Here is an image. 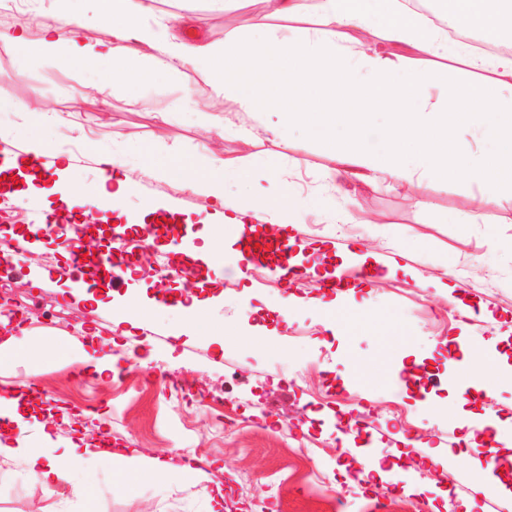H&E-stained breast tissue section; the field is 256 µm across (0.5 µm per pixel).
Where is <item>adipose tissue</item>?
<instances>
[{"label":"adipose tissue","mask_w":512,"mask_h":512,"mask_svg":"<svg viewBox=\"0 0 512 512\" xmlns=\"http://www.w3.org/2000/svg\"><path fill=\"white\" fill-rule=\"evenodd\" d=\"M52 25L37 45L45 58L61 57L107 71L122 83L125 66L142 67L149 79L206 85L212 96L264 123L289 145L302 132L351 168L370 186L403 182L423 191L451 178L475 183L485 205L512 199V53L459 55L460 70L438 80L420 59L448 58V34L405 0H260L262 15L223 44H189L171 33L169 21L193 25L192 8L167 16L157 0H61ZM456 16L497 35L512 25V0H447ZM318 25L305 27L308 12ZM94 17L104 39L78 34ZM466 126L482 140L479 149L457 141ZM210 198L213 224H240L256 215L266 189L253 203L224 195L218 180L198 183ZM28 403L0 394V460L11 462L43 487L69 483L74 496L89 499L93 486L73 467L89 459L134 468L137 449L70 444L63 452L26 442Z\"/></svg>","instance_id":"adipose-tissue-1"}]
</instances>
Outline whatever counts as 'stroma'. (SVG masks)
<instances>
[{
	"instance_id": "1",
	"label": "stroma",
	"mask_w": 512,
	"mask_h": 512,
	"mask_svg": "<svg viewBox=\"0 0 512 512\" xmlns=\"http://www.w3.org/2000/svg\"><path fill=\"white\" fill-rule=\"evenodd\" d=\"M259 11L256 4L224 12L209 0L197 3L198 24L213 42L251 24ZM20 56L18 47L0 42V103L23 101L54 119L37 127L0 112V150L41 139L68 165L79 200L87 201L100 181L91 150L108 136L136 188L121 213L92 220V230L122 215L157 226L156 244L139 256L132 279L110 291L112 304L131 297L148 304L145 320L120 321L110 306L97 307L80 289L65 287L59 269L68 263L67 248L54 237L21 256L19 274L0 280V303L34 300L23 333L0 353V388L36 386L53 406L48 433L35 425L27 430L32 446L104 433L115 447L136 448L148 458L193 460L204 472L222 474L224 512H415L421 499L437 512H461L466 499L476 500L479 512H512V251L504 247L512 239L511 203L486 209L485 223L475 224L464 197L481 191L461 181L435 183L425 194L380 182L350 196L329 178L335 157L306 136H294L285 149L258 128L254 141L245 142L238 130L249 119L229 103L216 105L218 125H199L206 89L157 85L133 70L128 87L147 103L132 108L126 87H108L106 99L96 98L94 85L106 81L98 68L35 55L24 63ZM212 148L234 160V168L212 167ZM146 154L167 166L165 178L145 179ZM205 178L223 179L231 198L274 180L260 214L267 223L301 202L292 220L301 229L297 250L308 274L275 278L267 258L242 270L231 239L207 249L219 230L205 224L210 201L195 189ZM53 186L33 163L23 176L0 181V244L24 232L31 206L56 209ZM156 198L176 203L182 219L147 213ZM186 235L204 248L206 265L190 269L185 280H159L155 269L168 261L171 243ZM351 251L386 259L389 269L342 302L346 308L364 302L367 317L350 315L337 325L315 300L323 293L322 275ZM470 277L483 281L472 297L460 289ZM445 280L455 283L452 294L439 290ZM187 282L200 302L189 331L181 312L163 300L167 290ZM286 297L294 305L283 318L277 307ZM461 303L476 308V316L460 317ZM90 337L112 344L118 359L141 345L150 363L125 371L119 382L102 381L84 363L81 346ZM471 348L485 369L473 372V392L463 398L454 387L459 363L448 354ZM161 371L179 373L198 395L227 380L234 386L224 405L188 404L157 382ZM345 405L368 409L371 452L382 462L408 452L420 497L402 495L391 503L380 488L346 482L342 466L351 456L338 450L336 423ZM224 414L238 418L234 431L220 429ZM489 416L498 425L505 489L485 500L476 475L484 465L481 422ZM413 436L421 445L411 449ZM87 470L96 493L82 501L68 483L48 491L0 462V512H36L53 502L62 512H208L198 479L169 482L95 463Z\"/></svg>"
}]
</instances>
